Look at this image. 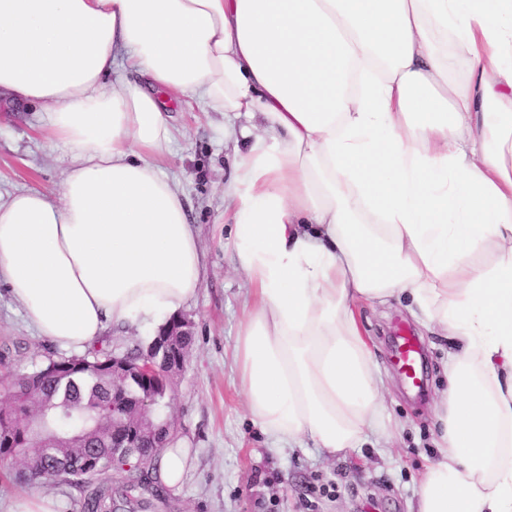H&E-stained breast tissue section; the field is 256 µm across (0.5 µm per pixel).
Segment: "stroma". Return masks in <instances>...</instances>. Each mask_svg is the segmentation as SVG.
Returning <instances> with one entry per match:
<instances>
[{
  "mask_svg": "<svg viewBox=\"0 0 512 512\" xmlns=\"http://www.w3.org/2000/svg\"><path fill=\"white\" fill-rule=\"evenodd\" d=\"M175 129L162 164L186 198L207 258V274L184 310L194 343L186 368L170 392L172 438L190 449L193 466L184 483L160 496L140 495L127 512H410L429 461L433 416L447 386L451 344L429 334L405 301L366 306L362 319L382 377L384 417L393 435L365 436L360 448L336 459L311 442L280 449L255 425L239 382L235 343L249 282L233 259L232 225L224 221V191L240 149L220 113L161 95ZM45 115L37 105L0 95V194L39 187L59 191L66 170L62 151L49 150ZM406 329L421 342L425 387L415 393L391 363L393 338ZM60 349L30 326L21 305L0 283V388L16 374L35 370ZM0 466V512L34 498L54 512H83V496L65 484L24 487Z\"/></svg>",
  "mask_w": 512,
  "mask_h": 512,
  "instance_id": "obj_1",
  "label": "stroma"
}]
</instances>
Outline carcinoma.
<instances>
[{
    "instance_id": "carcinoma-1",
    "label": "carcinoma",
    "mask_w": 512,
    "mask_h": 512,
    "mask_svg": "<svg viewBox=\"0 0 512 512\" xmlns=\"http://www.w3.org/2000/svg\"><path fill=\"white\" fill-rule=\"evenodd\" d=\"M155 358L153 346L117 352L93 348L82 355L48 359L31 373H20L12 382V392L0 404V431L23 435L26 420L34 414L48 418L54 440L42 448H21L14 471L16 480L28 484L64 483L84 494L83 512H119L134 500V494L158 485L153 472L160 452L158 436L169 426L162 407L167 389H153V405L158 416L147 426L149 436L141 448H112V437L121 433L122 422L112 418V357ZM143 395L139 381L124 383L118 401L124 404V419L132 422ZM85 455L100 462L109 484L93 486L98 469L90 464L69 473L62 468L73 458Z\"/></svg>"
}]
</instances>
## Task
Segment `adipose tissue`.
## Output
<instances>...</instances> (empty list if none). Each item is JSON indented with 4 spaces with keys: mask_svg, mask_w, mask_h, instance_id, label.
<instances>
[{
    "mask_svg": "<svg viewBox=\"0 0 512 512\" xmlns=\"http://www.w3.org/2000/svg\"><path fill=\"white\" fill-rule=\"evenodd\" d=\"M120 53L140 81L109 82ZM160 90L249 120L225 211L263 432L331 458L386 435L358 306L404 296L458 345L414 512H512V0H0V92L68 159L0 200V280L62 349L202 285Z\"/></svg>",
    "mask_w": 512,
    "mask_h": 512,
    "instance_id": "obj_1",
    "label": "adipose tissue"
}]
</instances>
